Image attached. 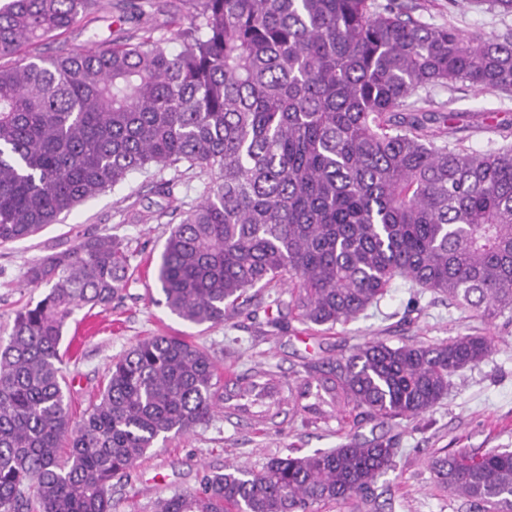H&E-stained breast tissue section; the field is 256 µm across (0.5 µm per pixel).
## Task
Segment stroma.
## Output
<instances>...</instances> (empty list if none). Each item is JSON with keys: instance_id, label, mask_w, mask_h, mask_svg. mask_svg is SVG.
Wrapping results in <instances>:
<instances>
[{"instance_id": "obj_1", "label": "stroma", "mask_w": 512, "mask_h": 512, "mask_svg": "<svg viewBox=\"0 0 512 512\" xmlns=\"http://www.w3.org/2000/svg\"><path fill=\"white\" fill-rule=\"evenodd\" d=\"M412 17L431 27L452 26L465 34L490 37L512 32V14L489 10L485 0H403ZM104 8L91 29L75 25L11 57L14 65L88 46L90 36L115 42L157 27L170 50L181 46L186 15H171L166 0H103ZM410 108L452 113L453 119L435 138L436 144L488 150L512 146V92H478L468 85L435 84L420 89ZM174 183L171 197L158 196L159 180ZM201 179L194 171L165 169L132 174L125 183L101 192L76 207L59 224L38 235L0 246V330L16 313L37 302L46 287L27 286L24 273L45 256L74 245L89 235L123 240L137 272L111 308L77 312L64 330L68 353L62 371L66 400L74 416H82L104 387L113 360L139 341L158 335L188 337L205 348L223 379L245 377L257 370L274 371L281 381L298 383L319 369L329 371L353 345L378 338L397 346L435 343L473 334L490 337L494 350L478 368L452 376L448 395L428 413L394 425L375 421L353 427L344 416L327 421L297 412L276 424L259 423L248 413L216 412L208 425L157 441L137 464L130 480L112 482V512H153L157 499L197 487L203 471L223 470L240 463L261 469L268 458L289 451L329 450L351 437L391 442L394 465L379 477L375 493L378 512H466L462 500L441 495L425 466L427 456L459 450H512V311L487 322L448 304L447 300L396 280L376 306L333 329L308 328L281 314L270 322L264 310L241 306L229 322L193 326L159 303L155 265L179 213L194 203Z\"/></svg>"}]
</instances>
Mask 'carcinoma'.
Masks as SVG:
<instances>
[{
    "mask_svg": "<svg viewBox=\"0 0 512 512\" xmlns=\"http://www.w3.org/2000/svg\"><path fill=\"white\" fill-rule=\"evenodd\" d=\"M97 0H9L0 59L69 30ZM189 27L172 52L146 28L112 45L0 66V246L33 237L134 173L180 167L203 177L160 254L165 307L200 326L234 317L268 288L331 329L401 278L492 320L512 310V147L467 151L426 138L403 113L432 84L512 92V34L470 37L374 0H175ZM132 277L110 235L45 256L26 283L48 287L0 337V512H112V479L168 434L206 424L263 389L260 370L228 385L185 336H152L112 363L77 420L61 371L75 311L106 309ZM288 298H283V295ZM488 338L355 345L260 412L329 400L359 426L414 420L449 379L491 355ZM390 443L351 440L272 457L259 470L205 471L154 512H365L392 467ZM437 487L468 512H512V451L431 455Z\"/></svg>",
    "mask_w": 512,
    "mask_h": 512,
    "instance_id": "cac0c4a2",
    "label": "carcinoma"
}]
</instances>
